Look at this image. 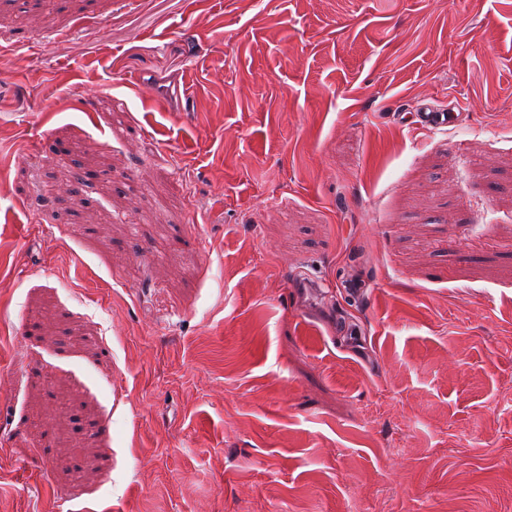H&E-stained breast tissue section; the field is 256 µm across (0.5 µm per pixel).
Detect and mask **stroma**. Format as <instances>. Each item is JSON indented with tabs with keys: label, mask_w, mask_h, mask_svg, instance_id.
I'll return each mask as SVG.
<instances>
[{
	"label": "stroma",
	"mask_w": 512,
	"mask_h": 512,
	"mask_svg": "<svg viewBox=\"0 0 512 512\" xmlns=\"http://www.w3.org/2000/svg\"><path fill=\"white\" fill-rule=\"evenodd\" d=\"M0 512H512V0H0Z\"/></svg>",
	"instance_id": "1"
}]
</instances>
